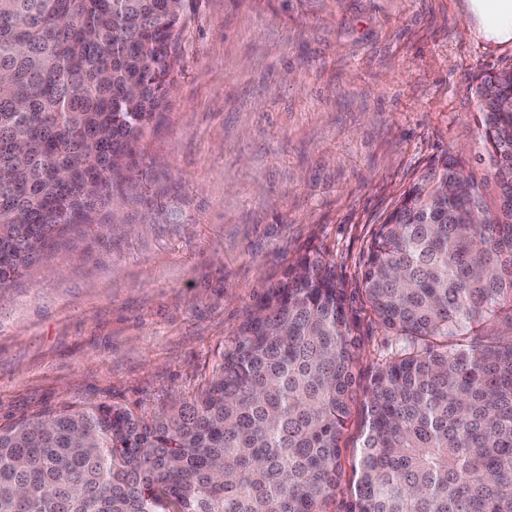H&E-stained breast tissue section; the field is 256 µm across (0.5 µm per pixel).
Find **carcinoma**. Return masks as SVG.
Returning a JSON list of instances; mask_svg holds the SVG:
<instances>
[{
    "label": "carcinoma",
    "instance_id": "obj_1",
    "mask_svg": "<svg viewBox=\"0 0 512 512\" xmlns=\"http://www.w3.org/2000/svg\"><path fill=\"white\" fill-rule=\"evenodd\" d=\"M184 0H0V290L67 233L151 193ZM488 169L448 151L369 247L367 300L405 342L372 377L346 512H512V71L473 87ZM344 289L307 254L208 389L0 427V512H325L356 390Z\"/></svg>",
    "mask_w": 512,
    "mask_h": 512
}]
</instances>
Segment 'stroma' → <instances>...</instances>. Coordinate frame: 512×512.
<instances>
[{
  "mask_svg": "<svg viewBox=\"0 0 512 512\" xmlns=\"http://www.w3.org/2000/svg\"><path fill=\"white\" fill-rule=\"evenodd\" d=\"M466 16V0H186L142 143L170 221L119 208L0 294V425L194 397L307 253L345 290L367 386L396 343L365 296L371 240L429 160L457 150L482 172L469 86L512 70V45Z\"/></svg>",
  "mask_w": 512,
  "mask_h": 512,
  "instance_id": "stroma-1",
  "label": "stroma"
}]
</instances>
